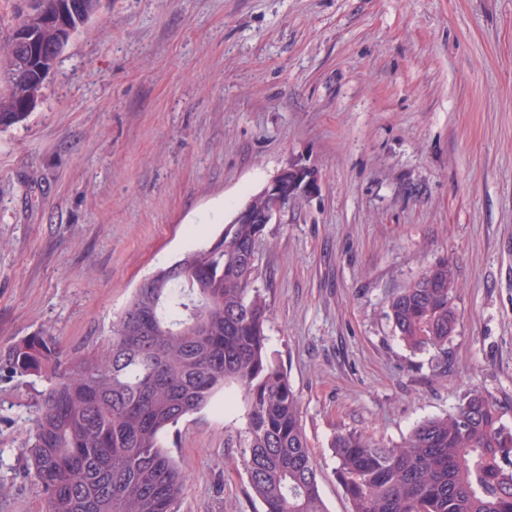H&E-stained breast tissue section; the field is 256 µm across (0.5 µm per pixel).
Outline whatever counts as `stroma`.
<instances>
[{
    "label": "stroma",
    "instance_id": "1",
    "mask_svg": "<svg viewBox=\"0 0 512 512\" xmlns=\"http://www.w3.org/2000/svg\"><path fill=\"white\" fill-rule=\"evenodd\" d=\"M317 176L267 225L251 280L300 398L328 512L330 443L385 447L465 390L512 427V0H100L36 106L0 130V353L46 331L94 354L157 267L215 239L286 165ZM452 259L447 354L397 339L388 299ZM31 394L0 379V512H40ZM241 402L167 448L178 512H262Z\"/></svg>",
    "mask_w": 512,
    "mask_h": 512
}]
</instances>
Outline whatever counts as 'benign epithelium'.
<instances>
[{"mask_svg": "<svg viewBox=\"0 0 512 512\" xmlns=\"http://www.w3.org/2000/svg\"><path fill=\"white\" fill-rule=\"evenodd\" d=\"M56 0H46L41 10L31 15L28 25L18 28L10 44L11 52L22 54L27 49L41 52V56L55 50V46H39L38 27L52 22ZM316 188L315 176L305 166L292 164L284 167L263 189L239 207L231 220L233 224H279L288 207L300 193H311Z\"/></svg>", "mask_w": 512, "mask_h": 512, "instance_id": "7a95c632", "label": "benign epithelium"}]
</instances>
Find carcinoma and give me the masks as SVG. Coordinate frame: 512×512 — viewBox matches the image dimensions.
<instances>
[{"label":"carcinoma","instance_id":"carcinoma-1","mask_svg":"<svg viewBox=\"0 0 512 512\" xmlns=\"http://www.w3.org/2000/svg\"><path fill=\"white\" fill-rule=\"evenodd\" d=\"M73 32L100 0H79ZM0 48V129L22 120L45 82L38 56ZM262 224H232L157 268L91 358L61 360L35 333L0 354V375L33 391L22 451L43 512H177L185 475L165 448L171 428L231 389L243 396V465L263 512H327L300 401L265 334L268 304L250 287ZM455 266L439 259L388 300L399 340L446 351L458 322ZM350 512H512V428L498 402L465 391L397 447L345 431L331 441Z\"/></svg>","mask_w":512,"mask_h":512}]
</instances>
